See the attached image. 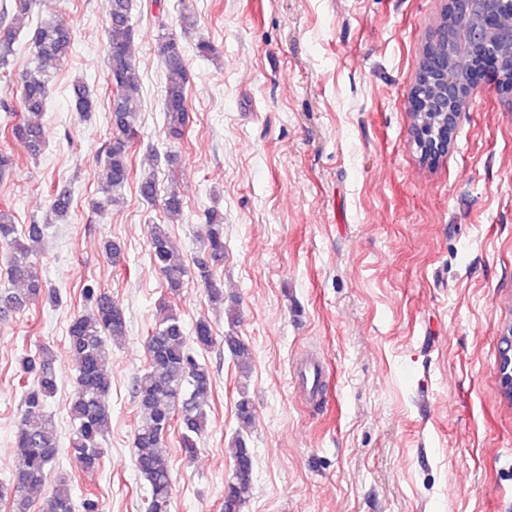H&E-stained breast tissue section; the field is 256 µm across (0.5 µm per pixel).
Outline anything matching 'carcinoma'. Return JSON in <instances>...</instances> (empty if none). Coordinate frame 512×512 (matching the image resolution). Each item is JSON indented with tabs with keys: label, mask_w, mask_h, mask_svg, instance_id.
I'll list each match as a JSON object with an SVG mask.
<instances>
[{
	"label": "carcinoma",
	"mask_w": 512,
	"mask_h": 512,
	"mask_svg": "<svg viewBox=\"0 0 512 512\" xmlns=\"http://www.w3.org/2000/svg\"><path fill=\"white\" fill-rule=\"evenodd\" d=\"M33 0H16L14 7L0 6V73L11 72L16 54V37L27 26ZM109 17V55L107 82L112 88V132L104 150L105 195L94 207L105 211L120 195L130 176L129 147L137 134L141 111L142 78L133 58V47L138 32L132 23V0H105ZM36 50L34 60L20 73V108L0 101L4 112H22L19 123L11 134L31 156H37L44 142L43 114L48 98V67L54 68L67 60L71 51V36L60 20L49 15L41 18L32 31ZM157 53L165 71L164 115L168 136L182 138L190 116L187 104L190 74L183 58L180 43L169 36H161ZM71 98L78 112L94 111L97 99L84 84L71 87ZM71 193L61 188L53 196L52 211L57 217L70 212ZM165 224L151 226L150 259L162 274L166 288L177 294L187 284L186 277L194 274L206 288L209 301L224 304V289L213 280L212 268L224 260V217L212 210L206 216L204 252L206 257L189 271L174 255L168 224L183 217V199L179 192L170 190L162 199ZM45 226L30 224L24 236H18L14 216L0 207V243L10 247L8 275L18 288L0 289V319L25 311L43 293V285L33 270L30 255L44 238ZM83 295L91 304L89 310L75 315L68 326L66 342L76 371L75 392L69 403L73 437L70 453L77 467L91 473L101 463V440L107 433L111 415L103 398L111 385L105 367L110 343L125 335L123 311L112 299L93 284L83 287ZM158 319L147 340L148 362L144 372L136 378L134 391L142 420L134 437L135 466L146 482L147 497L144 512H170L172 472L165 448V437L172 427L181 432V447L191 455L199 439L207 430L209 401L213 380L207 365L193 355L190 344L207 347L213 343L210 323L196 322L193 335L186 334L180 317L172 309L161 307ZM224 346L236 361L242 374L249 373L252 352L237 334L224 335ZM23 414L16 427L15 440L21 448L13 479L0 482V501L11 502L13 512H30L32 495L43 487L46 475L58 453V441L52 420L45 408L58 389V379L52 366L50 350L42 345L38 351L22 357ZM239 431L232 441L233 460L231 478L224 485L223 512H241L253 489L254 460L252 449L244 437L254 422V408L247 392H241L236 404ZM41 512H100L98 500L89 494L76 502L67 489V478L59 477L54 492L47 497Z\"/></svg>",
	"instance_id": "1"
}]
</instances>
